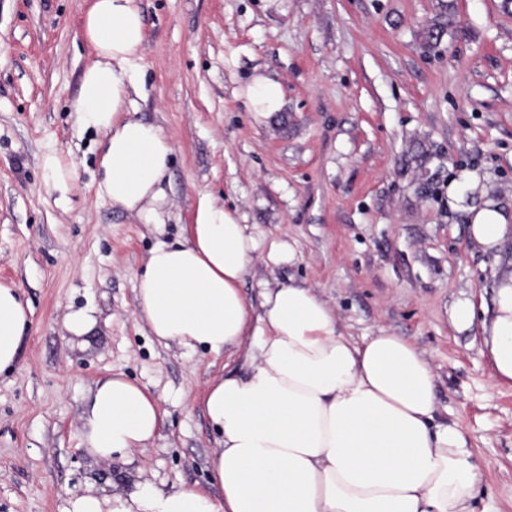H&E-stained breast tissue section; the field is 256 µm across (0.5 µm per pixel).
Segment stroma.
<instances>
[{
	"label": "stroma",
	"instance_id": "obj_1",
	"mask_svg": "<svg viewBox=\"0 0 512 512\" xmlns=\"http://www.w3.org/2000/svg\"><path fill=\"white\" fill-rule=\"evenodd\" d=\"M92 0H0V283L31 325L0 374V512H64L88 480L104 492L147 479L215 493L214 432L202 393L243 372V351L164 345L135 315L148 254L189 233L198 193L237 210L256 240L241 292L260 282L311 288L355 340L387 333L429 360L440 420L457 423L484 474L477 512H512V385L490 380L480 328L454 302L490 300L492 257L468 245L478 176L512 202V0H140L144 95L137 118L174 146L171 218L147 225L98 195L103 136L73 102L93 57L82 34ZM448 29L436 47L427 29ZM282 106L249 102L255 77ZM50 152L76 165L48 190ZM464 192L452 208L449 188ZM290 262L269 263L272 244ZM91 309L83 335L68 313ZM122 374L159 397V438L117 467L81 448L94 384ZM475 317V306L470 299L458 300L451 308V321L458 328L464 329L470 327L473 324Z\"/></svg>",
	"mask_w": 512,
	"mask_h": 512
}]
</instances>
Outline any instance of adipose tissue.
I'll return each mask as SVG.
<instances>
[{"mask_svg":"<svg viewBox=\"0 0 512 512\" xmlns=\"http://www.w3.org/2000/svg\"><path fill=\"white\" fill-rule=\"evenodd\" d=\"M83 36L95 55L74 103L78 126L103 133L99 196L140 223L166 221L174 152L153 123L133 118L146 30L139 0H94ZM471 247L493 256L491 304L457 301L459 328L480 322L492 379L512 383V213L472 209ZM255 239L237 212L198 194L184 241L154 247L137 278L136 313L158 339L221 354L252 338L249 366L211 382L202 408L217 430L216 495L149 480L110 494L87 488L65 512H476L482 473L454 422L437 420L435 377L410 341H355L312 289L264 287L252 306L240 286ZM30 325L17 288L0 284V373L13 368ZM158 397L123 375L96 382L79 438L92 457L126 464L159 436Z\"/></svg>","mask_w":512,"mask_h":512,"instance_id":"adipose-tissue-1","label":"adipose tissue"}]
</instances>
